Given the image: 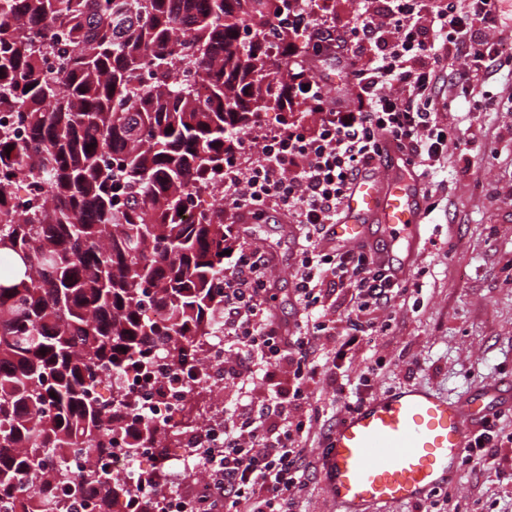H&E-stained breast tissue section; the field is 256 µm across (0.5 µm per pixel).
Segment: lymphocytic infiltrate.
<instances>
[{
	"mask_svg": "<svg viewBox=\"0 0 512 512\" xmlns=\"http://www.w3.org/2000/svg\"><path fill=\"white\" fill-rule=\"evenodd\" d=\"M503 0H355L353 21L338 24L297 0L294 17L309 56L292 53L296 99L319 116L315 129L294 120L258 124L224 170V377L238 386L234 408L209 433L201 457L206 479L198 491L178 496V512H295L308 486L305 443L321 419L320 408L301 409L300 383L314 378L319 337L334 343L333 361L388 323L375 313L411 290L388 274L370 252L340 249L328 236L353 180L373 171L387 143L404 151L422 176L433 175L452 133L434 111L441 76L474 89L481 73L512 70V49L492 33L504 22ZM338 61L350 103L330 99L315 66ZM286 211L300 248L293 266L295 324L276 319L271 259L247 232L269 211ZM351 291L343 321L328 312L324 283ZM293 365L292 390H269L278 369Z\"/></svg>",
	"mask_w": 512,
	"mask_h": 512,
	"instance_id": "lymphocytic-infiltrate-1",
	"label": "lymphocytic infiltrate"
}]
</instances>
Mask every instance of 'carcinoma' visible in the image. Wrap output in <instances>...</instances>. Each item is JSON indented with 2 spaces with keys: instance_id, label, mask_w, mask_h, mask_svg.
Masks as SVG:
<instances>
[{
  "instance_id": "1",
  "label": "carcinoma",
  "mask_w": 512,
  "mask_h": 512,
  "mask_svg": "<svg viewBox=\"0 0 512 512\" xmlns=\"http://www.w3.org/2000/svg\"><path fill=\"white\" fill-rule=\"evenodd\" d=\"M295 2L0 0V108L28 133L0 128V512L158 507L168 442L87 393L107 369L118 414L158 353L192 375L223 330L224 208L200 201L291 110ZM118 430L131 457L152 438L147 490L98 469L60 499L69 451L102 461Z\"/></svg>"
}]
</instances>
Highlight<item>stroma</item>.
<instances>
[{
  "label": "stroma",
  "instance_id": "stroma-1",
  "mask_svg": "<svg viewBox=\"0 0 512 512\" xmlns=\"http://www.w3.org/2000/svg\"><path fill=\"white\" fill-rule=\"evenodd\" d=\"M480 91L493 108L473 114L451 104L463 96L461 86L441 82L435 89V111L467 147L449 145L429 183L435 208L424 218L410 270L422 291L397 305L387 335L360 347L338 370L348 388L358 387L373 355L386 361L370 382L374 393L419 385L456 397L489 380H512V74L489 71ZM286 219L270 213L250 234L277 257L271 311L292 323L299 310L292 268L298 243ZM304 387L325 408L306 443L307 459L317 466L340 413L329 381L319 376ZM497 426L505 441L495 465L460 467L447 487L460 512H512V483L499 477L512 468V409L499 414Z\"/></svg>",
  "mask_w": 512,
  "mask_h": 512
}]
</instances>
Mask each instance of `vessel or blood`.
Returning <instances> with one entry per match:
<instances>
[{
	"mask_svg": "<svg viewBox=\"0 0 512 512\" xmlns=\"http://www.w3.org/2000/svg\"><path fill=\"white\" fill-rule=\"evenodd\" d=\"M390 178L373 173L352 186L330 242L349 249L381 238L375 261L403 276L425 226L422 179L390 148ZM512 405V391L486 382L451 398L421 386L380 391L341 417L330 434L320 477L336 512H387L447 487L482 423Z\"/></svg>",
	"mask_w": 512,
	"mask_h": 512,
	"instance_id": "obj_1",
	"label": "vessel or blood"
}]
</instances>
